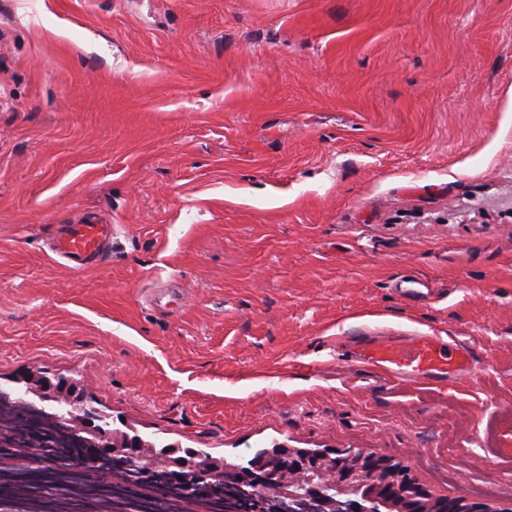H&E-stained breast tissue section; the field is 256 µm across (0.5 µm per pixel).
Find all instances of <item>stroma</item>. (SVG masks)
Masks as SVG:
<instances>
[{"instance_id":"stroma-1","label":"stroma","mask_w":512,"mask_h":512,"mask_svg":"<svg viewBox=\"0 0 512 512\" xmlns=\"http://www.w3.org/2000/svg\"><path fill=\"white\" fill-rule=\"evenodd\" d=\"M360 327L472 368L352 386ZM31 372L160 446L361 448L512 512V0H0V386ZM112 238V224H103L98 218L66 224L53 243V251L71 262L76 271L91 261L101 260L107 254L106 246Z\"/></svg>"}]
</instances>
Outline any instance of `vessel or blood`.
<instances>
[{
  "label": "vessel or blood",
  "instance_id": "1",
  "mask_svg": "<svg viewBox=\"0 0 512 512\" xmlns=\"http://www.w3.org/2000/svg\"><path fill=\"white\" fill-rule=\"evenodd\" d=\"M111 237V225L95 218L85 219L65 225L53 243V250L79 271L89 262L106 256ZM336 342L352 344V361L371 373L378 387L385 389L401 383L440 388L468 367V349L449 335L418 330H367L349 338L337 337Z\"/></svg>",
  "mask_w": 512,
  "mask_h": 512
}]
</instances>
